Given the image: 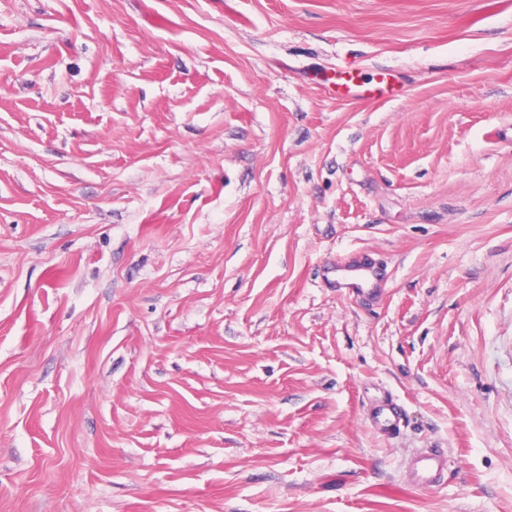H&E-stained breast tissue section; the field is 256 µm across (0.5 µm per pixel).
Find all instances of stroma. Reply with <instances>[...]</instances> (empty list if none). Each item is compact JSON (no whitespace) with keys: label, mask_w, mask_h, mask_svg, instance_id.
Here are the masks:
<instances>
[{"label":"stroma","mask_w":512,"mask_h":512,"mask_svg":"<svg viewBox=\"0 0 512 512\" xmlns=\"http://www.w3.org/2000/svg\"><path fill=\"white\" fill-rule=\"evenodd\" d=\"M0 512H512V0H0ZM324 268L328 274H334L332 281L336 288L368 302L380 300L386 280V270L382 263L370 257L351 255L327 263ZM370 420L378 430L390 433L399 429L402 414L397 404L391 401L374 408L370 413ZM448 453L442 448H420L407 459L408 480L416 485L441 481L448 471Z\"/></svg>","instance_id":"stroma-1"}]
</instances>
